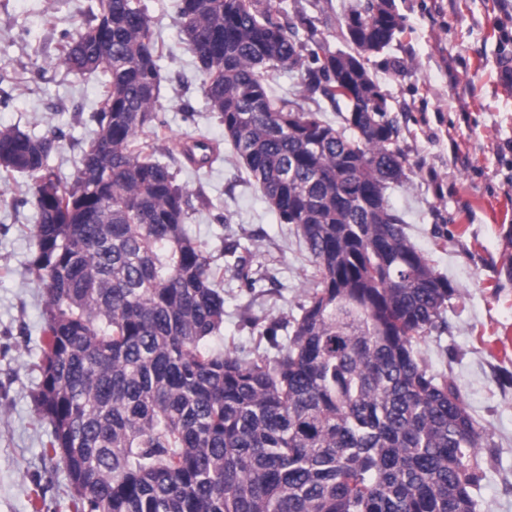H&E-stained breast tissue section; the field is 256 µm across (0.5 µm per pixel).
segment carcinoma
<instances>
[{
  "instance_id": "carcinoma-1",
  "label": "carcinoma",
  "mask_w": 512,
  "mask_h": 512,
  "mask_svg": "<svg viewBox=\"0 0 512 512\" xmlns=\"http://www.w3.org/2000/svg\"><path fill=\"white\" fill-rule=\"evenodd\" d=\"M210 111L280 223L314 264L299 316L273 321L248 358L211 347L226 269L184 227L210 205L176 183L205 138L164 146L161 51L144 0H96L57 63L98 73L94 120L71 183L50 171L57 136L0 129V169L30 180L31 270L45 295L35 401L43 454L63 464L70 512H478L489 437L457 387L429 371L425 333L454 288L409 241L386 191L409 179L365 65L402 32L394 0H365L335 53L288 32L271 0H174ZM270 68L310 99L276 98ZM291 334L278 336L280 327ZM301 83L302 75L300 71L280 69L276 83H271V86L275 95L285 99L297 100L306 109H316V103L311 100H303L300 98Z\"/></svg>"
}]
</instances>
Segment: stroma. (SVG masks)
Returning <instances> with one entry per match:
<instances>
[{
    "label": "stroma",
    "instance_id": "35a3bbf8",
    "mask_svg": "<svg viewBox=\"0 0 512 512\" xmlns=\"http://www.w3.org/2000/svg\"><path fill=\"white\" fill-rule=\"evenodd\" d=\"M359 0H275L280 21L299 40L315 37L331 50ZM164 44L159 115L174 140L217 144L209 167L184 164L176 181L203 190L210 208L191 212L185 228L221 257L235 241L255 287L224 275V345L245 357L263 325L298 315L312 266L293 225L251 185L224 127L209 112L203 76L179 38L172 0H145ZM403 31L367 68L400 129L412 172L388 190L405 233L455 289L421 355L448 377L467 411L489 436L478 460L485 478L479 512H512V0H395ZM95 0H0V129L61 132L49 167L72 182L83 143L101 129L93 121L101 87L95 74L55 66L56 48ZM29 179L0 171V512H67L72 491L62 463L42 448L49 428L34 402L33 369L45 340L43 291L30 269L36 210L26 203ZM248 276V277H249ZM251 309L258 324L241 323Z\"/></svg>",
    "mask_w": 512,
    "mask_h": 512
}]
</instances>
